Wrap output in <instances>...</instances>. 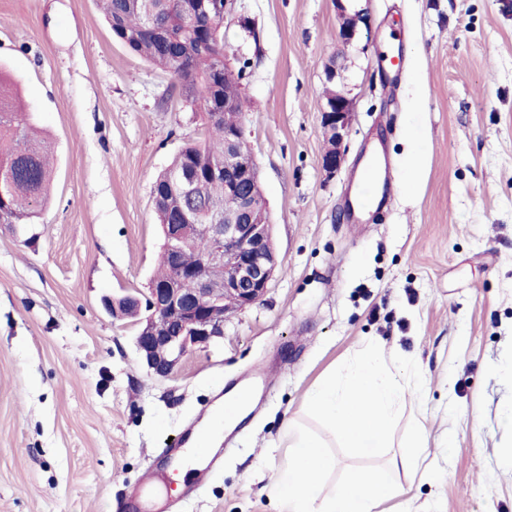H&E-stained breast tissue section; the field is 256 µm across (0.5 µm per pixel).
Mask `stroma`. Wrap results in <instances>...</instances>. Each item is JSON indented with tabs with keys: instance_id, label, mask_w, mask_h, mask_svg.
Here are the masks:
<instances>
[{
	"instance_id": "1",
	"label": "stroma",
	"mask_w": 512,
	"mask_h": 512,
	"mask_svg": "<svg viewBox=\"0 0 512 512\" xmlns=\"http://www.w3.org/2000/svg\"><path fill=\"white\" fill-rule=\"evenodd\" d=\"M342 8L368 17L344 48ZM392 48L404 73L388 82ZM224 50L246 69L245 136L281 265L223 339L161 379L104 301L154 276L152 185L200 137L201 110L115 39L100 0H0V73L53 148L36 223L0 228V512H122L150 479L182 512H279L288 418L370 341L424 380L379 459L407 491L388 512H512V0H236ZM339 54L353 114L330 175L322 92ZM371 147L394 190L354 224L345 202ZM258 374L262 399L223 464L199 491L176 488L169 440ZM417 425L425 460L408 469Z\"/></svg>"
}]
</instances>
